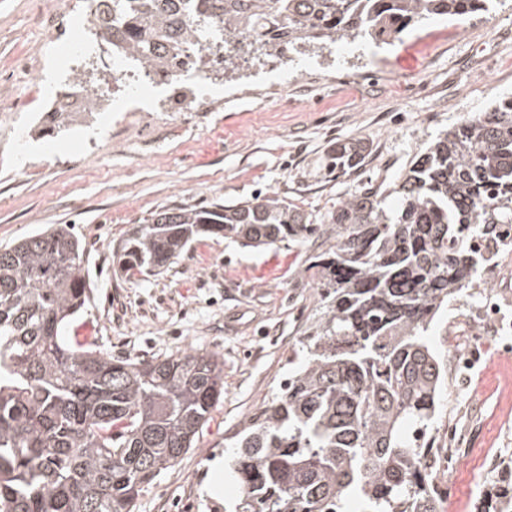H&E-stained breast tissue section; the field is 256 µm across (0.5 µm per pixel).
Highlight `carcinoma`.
Returning <instances> with one entry per match:
<instances>
[{
    "label": "carcinoma",
    "mask_w": 512,
    "mask_h": 512,
    "mask_svg": "<svg viewBox=\"0 0 512 512\" xmlns=\"http://www.w3.org/2000/svg\"><path fill=\"white\" fill-rule=\"evenodd\" d=\"M92 27L134 61L181 78L207 41L210 67L241 53L356 39L391 43L434 17L461 23L493 0H100ZM369 152H328L347 175ZM397 195L392 210L386 198ZM245 247L317 238L306 268L323 311L281 392L230 437L239 496L224 512H438L427 444L445 366L425 334L448 300L512 245V98L465 115L413 156L389 191L371 183L320 223L276 192L237 204L173 206L136 225L114 255L158 274L190 244ZM85 251L56 224L0 250V512H135L144 485L194 447L224 395L210 352L114 358L69 337L90 299ZM479 512H512V473Z\"/></svg>",
    "instance_id": "cac0c4a2"
}]
</instances>
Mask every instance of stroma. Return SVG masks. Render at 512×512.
<instances>
[{
	"mask_svg": "<svg viewBox=\"0 0 512 512\" xmlns=\"http://www.w3.org/2000/svg\"><path fill=\"white\" fill-rule=\"evenodd\" d=\"M63 18L45 36L40 11ZM84 0H0V101L39 111L64 75L63 44L86 33ZM101 99L84 129L17 146L0 121V247L50 224H71L85 246L90 300L69 326L112 356L140 360L193 350L224 361V395L194 448L141 491L136 512H224L232 481L214 488L224 439L279 393L292 350L320 315L306 271L316 242L244 247L206 237L161 273L126 278L112 254L133 227L172 206L238 202L273 191L318 220L363 182L392 186L413 155L462 115L512 96V0L464 27L435 17L390 44L308 47L275 63L235 60L218 71L208 100L165 87L128 98L91 59ZM123 100L121 111L112 103ZM362 139L370 153L336 179L326 171L336 141ZM499 300L464 292L442 309L430 341L447 370L429 434L449 449L433 472L439 512H475L495 471L512 468V252L481 274Z\"/></svg>",
	"mask_w": 512,
	"mask_h": 512,
	"instance_id": "1",
	"label": "stroma"
}]
</instances>
